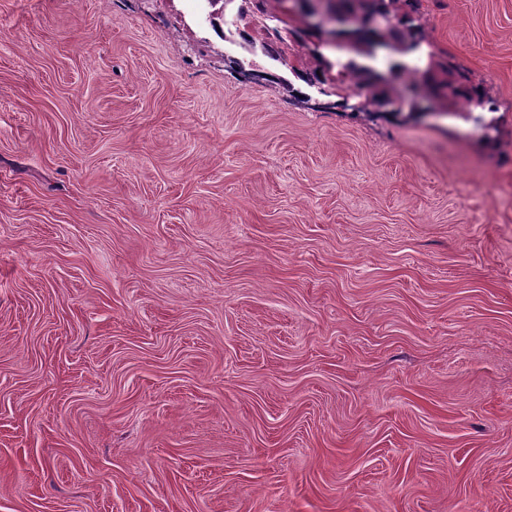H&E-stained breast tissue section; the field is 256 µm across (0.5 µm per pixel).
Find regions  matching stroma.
Masks as SVG:
<instances>
[{"mask_svg": "<svg viewBox=\"0 0 512 512\" xmlns=\"http://www.w3.org/2000/svg\"><path fill=\"white\" fill-rule=\"evenodd\" d=\"M423 6L496 112L288 104L196 0H0V512H512V0Z\"/></svg>", "mask_w": 512, "mask_h": 512, "instance_id": "35a3bbf8", "label": "stroma"}]
</instances>
